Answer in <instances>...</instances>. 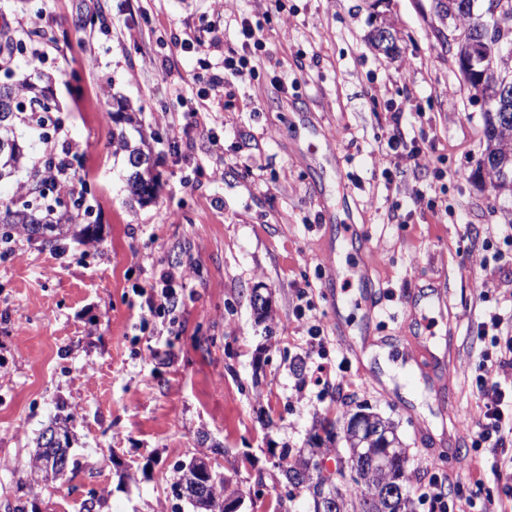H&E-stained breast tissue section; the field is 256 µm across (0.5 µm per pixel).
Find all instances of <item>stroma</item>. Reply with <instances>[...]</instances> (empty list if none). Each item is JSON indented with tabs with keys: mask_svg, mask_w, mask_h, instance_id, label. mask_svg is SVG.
<instances>
[{
	"mask_svg": "<svg viewBox=\"0 0 512 512\" xmlns=\"http://www.w3.org/2000/svg\"><path fill=\"white\" fill-rule=\"evenodd\" d=\"M281 4L267 17L257 0H0V28L21 41L0 83L51 78L95 234L0 245V512L90 499L94 512H173L175 465L216 450L241 490L267 485L247 512H280L289 491L272 452L309 447L321 421L362 408L407 448L415 512H429L434 472L496 497L478 479L470 381L483 369L512 380V366H485L477 337L483 295L512 303V257L485 249L512 225V193L473 178L484 119L448 27L433 0ZM242 14L266 45L259 74L204 96L241 48ZM382 22L398 53L369 43ZM121 105L157 178L146 203L112 141ZM395 109L425 166L387 149ZM176 137L189 143L179 154ZM168 269L185 275L177 319L145 322L137 290ZM364 271L379 317L333 312L335 275L354 290ZM409 294L418 309L402 310ZM63 417L79 466L40 491L29 457Z\"/></svg>",
	"mask_w": 512,
	"mask_h": 512,
	"instance_id": "stroma-1",
	"label": "stroma"
}]
</instances>
